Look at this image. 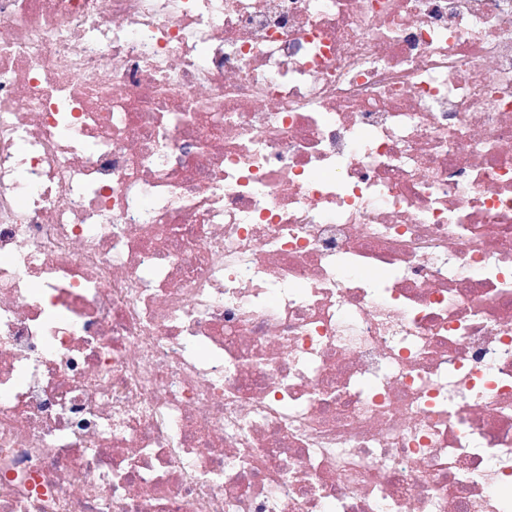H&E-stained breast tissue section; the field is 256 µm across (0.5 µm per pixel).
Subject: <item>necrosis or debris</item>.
<instances>
[{
  "label": "necrosis or debris",
  "mask_w": 512,
  "mask_h": 512,
  "mask_svg": "<svg viewBox=\"0 0 512 512\" xmlns=\"http://www.w3.org/2000/svg\"><path fill=\"white\" fill-rule=\"evenodd\" d=\"M0 512H512V0H0Z\"/></svg>",
  "instance_id": "4bbe7bcc"
}]
</instances>
